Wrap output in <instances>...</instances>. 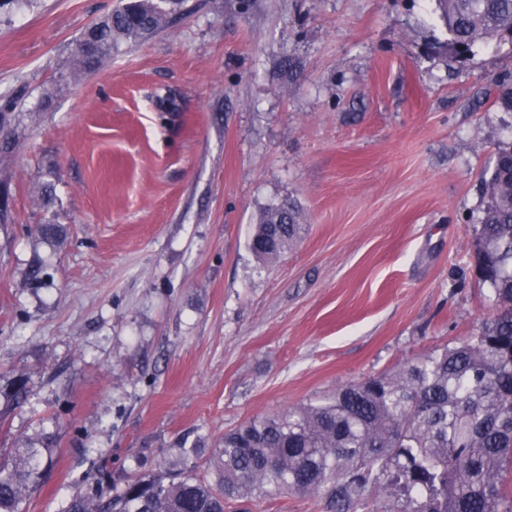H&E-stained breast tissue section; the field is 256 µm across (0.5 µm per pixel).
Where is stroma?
<instances>
[{
    "label": "stroma",
    "mask_w": 512,
    "mask_h": 512,
    "mask_svg": "<svg viewBox=\"0 0 512 512\" xmlns=\"http://www.w3.org/2000/svg\"><path fill=\"white\" fill-rule=\"evenodd\" d=\"M119 2L0 8V97L25 95L0 162V452L57 441L25 512H58L102 463L156 471L182 442L206 473L242 421L494 313L474 230L481 175L512 144L494 85L512 46L448 52L434 0H179L56 86ZM285 198L300 234L259 261L252 227ZM47 221L56 238L35 232Z\"/></svg>",
    "instance_id": "35a3bbf8"
}]
</instances>
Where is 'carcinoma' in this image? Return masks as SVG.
Listing matches in <instances>:
<instances>
[{"label":"carcinoma","mask_w":512,"mask_h":512,"mask_svg":"<svg viewBox=\"0 0 512 512\" xmlns=\"http://www.w3.org/2000/svg\"><path fill=\"white\" fill-rule=\"evenodd\" d=\"M176 0H128L81 39L93 55L75 52L59 80L99 68L121 41L136 42L166 25ZM456 54L505 42L512 0H436ZM23 95L0 99V155L16 143ZM498 104L512 111V81H498ZM486 205L475 229L476 272L490 288L496 313L464 340L432 349L393 374L336 389L314 402L245 420L224 433L210 475L181 464L197 453L175 448L156 472L109 484L104 472L84 480L60 512H239L278 495H314L329 512H356L363 495L381 488L385 512H504L502 472L512 463V147L497 152L482 179ZM300 211L288 201L268 207L255 225L251 252L275 258L297 239ZM41 448L0 457V512H23L38 486Z\"/></svg>","instance_id":"cac0c4a2"}]
</instances>
